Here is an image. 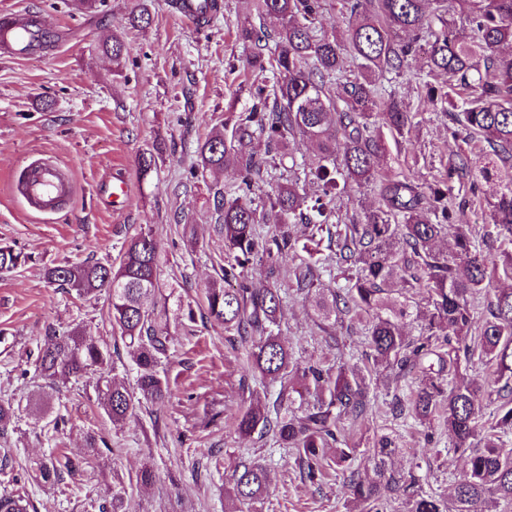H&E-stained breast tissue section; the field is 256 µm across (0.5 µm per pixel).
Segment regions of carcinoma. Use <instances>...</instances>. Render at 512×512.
<instances>
[{
	"mask_svg": "<svg viewBox=\"0 0 512 512\" xmlns=\"http://www.w3.org/2000/svg\"><path fill=\"white\" fill-rule=\"evenodd\" d=\"M341 2L345 28L326 32L314 26L322 0H251L258 19L280 21L278 51L265 58L262 43L270 35L249 16L239 36L257 48L253 66L270 67L277 84L271 96L257 88L251 111L225 121L224 129L214 131L197 151L205 172L236 166L242 173L238 189L225 191L218 201L214 230L224 237L226 286L206 288L208 315L229 336L251 342L249 371L270 383L299 372L312 398L301 414L283 415L278 403L285 391L273 403L266 393L252 394L236 420V432L242 437L273 433L280 447L296 452L313 483L326 468L337 473L348 468L356 445L345 438L344 420L372 414L371 381L381 377L387 388L397 390L409 377L414 388L407 402L393 404L392 412L423 424L436 420L448 431L454 451L466 456L453 495L446 501L436 497L412 471L394 474L399 444L382 435L374 442L370 473L349 479L347 503L357 512H387L382 489L391 486L408 498V512H478L484 504L512 509V448L506 441L512 434V406L501 404L487 415L495 390L461 369V357L476 354L494 366L495 383H512V55L500 53L512 41V0ZM102 49L118 62L126 45L114 34ZM346 52L360 61L363 73L340 84L333 97L331 79ZM417 53L425 56L430 72L445 75L447 82L444 90L428 87L418 111L411 112L394 96L381 97L372 74L400 76ZM442 103L448 104V130L485 144V157L459 153L446 175L427 185L410 171L376 176L384 150L376 117L384 116L390 131L403 137L412 133L419 111ZM296 134L318 149L321 194L310 197L290 184L278 190L269 207L255 204L249 192L263 161L252 150L254 137L278 150ZM474 173L506 182L488 203V223L508 245L496 256L477 248L476 225L456 217V210L469 204L462 189ZM341 181L372 185L375 205L362 210L353 224L333 225L330 204ZM271 219L278 222V233L262 240L256 225ZM297 220L310 226L314 248L327 237L336 246L339 265L351 273L343 293L308 288L306 295L325 321L345 312L365 324L369 352L364 367H342L335 374L318 367L299 370L275 333L283 297L274 288L252 287L244 277L257 260L275 272L277 258L295 246L286 222ZM447 234L452 244L443 251L438 242ZM25 262L14 248L0 247V271ZM156 271L157 243L149 231L131 238L117 264L90 258L47 269L48 282L80 295L107 292L111 322L137 370V392L112 377L110 345L86 331L47 337L36 361L46 387L99 373L98 404L114 425L133 418L143 403L156 409L169 404L172 390L160 373L168 359V325L150 308L159 292ZM481 294L489 301L480 315L475 300ZM408 318L420 322L419 335L403 332ZM85 447L98 457L112 452L96 434L86 436ZM35 473L45 481H63L52 462L37 463ZM271 485V471L261 463L235 469L225 492L227 512H245Z\"/></svg>",
	"mask_w": 512,
	"mask_h": 512,
	"instance_id": "carcinoma-1",
	"label": "carcinoma"
}]
</instances>
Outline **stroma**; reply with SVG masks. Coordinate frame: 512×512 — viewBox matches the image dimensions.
Instances as JSON below:
<instances>
[{"label":"stroma","mask_w":512,"mask_h":512,"mask_svg":"<svg viewBox=\"0 0 512 512\" xmlns=\"http://www.w3.org/2000/svg\"><path fill=\"white\" fill-rule=\"evenodd\" d=\"M220 12L203 28L176 17L169 0H96L83 9L75 0H0V9L39 10L57 34L43 52L21 61L0 59V243L28 260L0 273V399L19 407L18 417L0 433V459L10 462L0 474V495H21L27 512H100L112 489L124 487L132 512H225L224 489L236 462L257 461L272 475L268 495L251 512H346L348 490L342 479L327 476L310 484L292 464L291 450L271 437H241L234 422L247 394L238 385L248 371L247 343H229L223 326L209 318L204 290L222 284L224 240L213 229L216 189L240 184L238 169L201 175L197 147L225 119L249 111L257 87L272 85V72L249 65L251 44L237 28L248 15L247 0H221ZM147 11L150 23L131 27L132 13ZM121 34L128 51L120 64L99 46ZM424 58L399 78L380 77L379 85L404 104H416ZM442 110L426 112L419 134L400 141L386 138L380 170L411 169L420 182L438 178L457 153L479 152V144L452 137ZM149 153L154 169L140 178L138 159ZM49 156L66 166L75 195L62 211L39 214L28 209L17 190L24 167ZM317 149L303 138L267 155L252 197L267 201L288 183L316 189ZM128 184L123 206L112 207L108 191L114 179ZM500 191L495 182L476 180L472 201L461 221L486 233L490 250L500 242L485 222L487 204ZM152 232L158 242L157 277L162 288L155 311L168 317L170 344L166 364L172 399L160 413L139 411L112 425L97 403L98 373L53 390L48 405L36 404L42 381L35 372L38 350L52 332L82 329L121 345L110 322L105 293L77 296L48 283L47 268L88 258H118L126 241ZM305 252H288L276 274L265 263L248 267L245 278L259 288L278 289L284 299L279 336L299 367L336 369L356 364L367 348L360 326L349 318L321 322L311 300L300 291ZM318 288L345 281L336 266L310 265ZM191 306L194 320L176 319L177 305ZM373 417L354 439L351 462L364 471L375 436L392 434L402 449L394 467H418L438 494L449 495L463 469V457L451 452L446 431L393 419L392 395L376 387ZM64 415L58 435L46 433L50 416ZM103 436L112 449L113 468L93 458L62 485L34 479L41 460L82 453L87 433ZM152 467L156 479L137 487L136 474Z\"/></svg>","instance_id":"stroma-1"}]
</instances>
